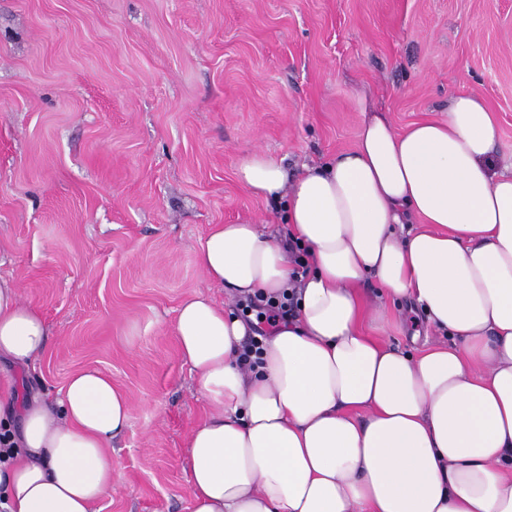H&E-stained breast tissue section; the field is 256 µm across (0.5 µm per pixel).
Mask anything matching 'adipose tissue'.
Instances as JSON below:
<instances>
[{"instance_id":"obj_1","label":"adipose tissue","mask_w":512,"mask_h":512,"mask_svg":"<svg viewBox=\"0 0 512 512\" xmlns=\"http://www.w3.org/2000/svg\"><path fill=\"white\" fill-rule=\"evenodd\" d=\"M358 110L356 148L324 164L293 175L262 151L237 163L285 235L245 219L199 244L231 299L290 293L296 308L247 366L250 321L204 293L180 307V351L212 408L187 440L192 512H512V173L492 165L493 113L459 94L399 133L366 99ZM292 239L309 255L297 284ZM368 278L447 345L412 355L367 335L386 325L360 298ZM48 344L40 310L0 278V359L22 368ZM5 404L20 421L0 414V505L92 512L114 487L129 394L84 370L52 401L0 381Z\"/></svg>"}]
</instances>
